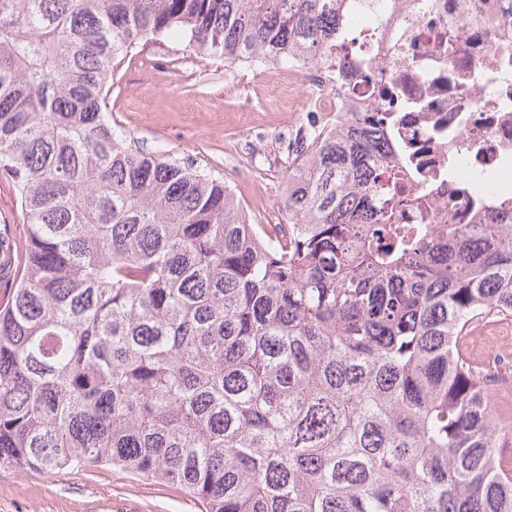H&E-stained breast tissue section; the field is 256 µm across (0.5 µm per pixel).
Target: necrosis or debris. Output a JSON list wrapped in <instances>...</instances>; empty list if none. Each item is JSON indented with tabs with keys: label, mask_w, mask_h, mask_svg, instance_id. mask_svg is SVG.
I'll list each match as a JSON object with an SVG mask.
<instances>
[{
	"label": "necrosis or debris",
	"mask_w": 512,
	"mask_h": 512,
	"mask_svg": "<svg viewBox=\"0 0 512 512\" xmlns=\"http://www.w3.org/2000/svg\"><path fill=\"white\" fill-rule=\"evenodd\" d=\"M335 66L295 65L311 112L392 117L409 224H474L496 199L456 173L512 175V0H346Z\"/></svg>",
	"instance_id": "4bbe7bcc"
}]
</instances>
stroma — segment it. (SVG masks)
Segmentation results:
<instances>
[{
  "label": "stroma",
  "instance_id": "obj_1",
  "mask_svg": "<svg viewBox=\"0 0 512 512\" xmlns=\"http://www.w3.org/2000/svg\"><path fill=\"white\" fill-rule=\"evenodd\" d=\"M112 125L147 153L166 154L223 176L250 223L283 224V201L298 127L327 123L298 112L288 69L225 64L189 50L133 49L108 92ZM26 216L0 176V235L21 240ZM0 512H202L184 489L102 465L50 473L0 469Z\"/></svg>",
  "mask_w": 512,
  "mask_h": 512
}]
</instances>
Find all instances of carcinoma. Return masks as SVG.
<instances>
[{
    "instance_id": "carcinoma-1",
    "label": "carcinoma",
    "mask_w": 512,
    "mask_h": 512,
    "mask_svg": "<svg viewBox=\"0 0 512 512\" xmlns=\"http://www.w3.org/2000/svg\"><path fill=\"white\" fill-rule=\"evenodd\" d=\"M340 0H0V175L26 211L0 299V469L120 466L205 512H512L490 378L512 213L405 224L383 122L341 115L286 224L132 149L105 88L132 48L336 61Z\"/></svg>"
}]
</instances>
